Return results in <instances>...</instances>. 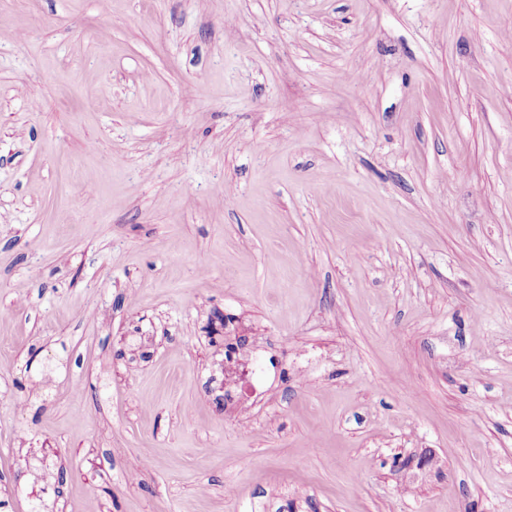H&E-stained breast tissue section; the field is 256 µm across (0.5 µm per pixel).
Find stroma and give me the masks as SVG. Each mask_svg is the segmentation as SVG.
Masks as SVG:
<instances>
[{
    "instance_id": "stroma-1",
    "label": "stroma",
    "mask_w": 512,
    "mask_h": 512,
    "mask_svg": "<svg viewBox=\"0 0 512 512\" xmlns=\"http://www.w3.org/2000/svg\"><path fill=\"white\" fill-rule=\"evenodd\" d=\"M1 309L0 512H512V0H0Z\"/></svg>"
}]
</instances>
